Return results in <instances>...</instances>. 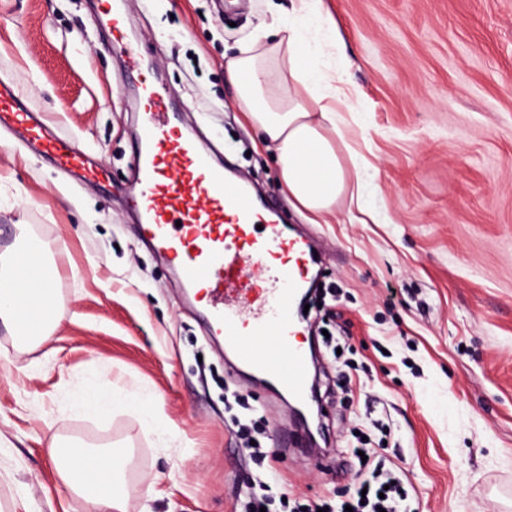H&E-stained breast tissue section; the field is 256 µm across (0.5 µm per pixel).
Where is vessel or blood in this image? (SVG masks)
<instances>
[{
  "mask_svg": "<svg viewBox=\"0 0 512 512\" xmlns=\"http://www.w3.org/2000/svg\"><path fill=\"white\" fill-rule=\"evenodd\" d=\"M127 0H98L99 22L135 76L140 125L131 153L129 208L151 243L180 262L183 287L199 291L209 331L247 372L297 399L308 395V359L295 320L313 242L282 224L277 205L203 151L153 64L131 35ZM18 147L87 184L105 173L65 133L51 132L11 80L0 78V131Z\"/></svg>",
  "mask_w": 512,
  "mask_h": 512,
  "instance_id": "b4317fda",
  "label": "vessel or blood"
}]
</instances>
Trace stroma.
<instances>
[{
	"label": "stroma",
	"mask_w": 512,
	"mask_h": 512,
	"mask_svg": "<svg viewBox=\"0 0 512 512\" xmlns=\"http://www.w3.org/2000/svg\"><path fill=\"white\" fill-rule=\"evenodd\" d=\"M325 3L360 91L349 121L371 224L351 223L343 204L334 223H307L235 102L224 57L265 20L264 0H129L186 126L322 245L333 315L308 321L344 336L360 370L333 392L336 360L316 343L324 453L313 456L288 394L232 367L174 263L124 210L136 114L96 0H0V74L110 174L70 185L0 140V253L24 235L43 241L61 299L47 341L24 348L0 327V512H85L57 478L58 439L128 456V512H237L234 492L257 467L228 390L269 422L273 494L341 500L359 470L353 429L381 421L383 454L419 512H512V0ZM99 387L151 399L150 414L73 409Z\"/></svg>",
	"instance_id": "obj_1"
}]
</instances>
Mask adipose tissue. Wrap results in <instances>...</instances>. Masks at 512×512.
<instances>
[{
	"label": "adipose tissue",
	"mask_w": 512,
	"mask_h": 512,
	"mask_svg": "<svg viewBox=\"0 0 512 512\" xmlns=\"http://www.w3.org/2000/svg\"><path fill=\"white\" fill-rule=\"evenodd\" d=\"M267 10L273 23L260 24L225 59L237 105L259 130L264 148L274 151L282 188L310 223H326L342 200L366 211L345 163L351 150L345 115L357 111L359 93L345 68L325 69L310 37L316 29L336 41V24L323 0H269ZM44 251L43 243L29 240L25 271L18 257H0V326L24 346L46 341L55 328L58 300ZM51 451L60 483L85 502L87 512H127L116 487L125 458L75 443H55Z\"/></svg>",
	"instance_id": "adipose-tissue-1"
}]
</instances>
